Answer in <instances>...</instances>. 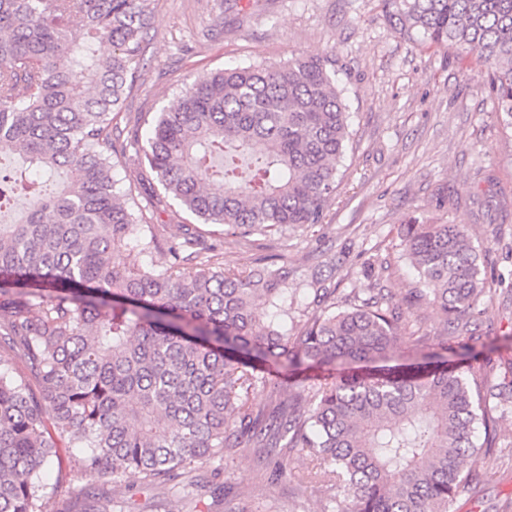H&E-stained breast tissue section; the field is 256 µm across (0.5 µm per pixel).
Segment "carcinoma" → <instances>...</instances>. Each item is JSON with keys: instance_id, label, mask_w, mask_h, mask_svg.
<instances>
[{"instance_id": "1", "label": "carcinoma", "mask_w": 512, "mask_h": 512, "mask_svg": "<svg viewBox=\"0 0 512 512\" xmlns=\"http://www.w3.org/2000/svg\"><path fill=\"white\" fill-rule=\"evenodd\" d=\"M149 0H0V155L63 175L0 174L29 201L0 224V344L24 370L0 367V512H41V471L57 449L82 448L73 468L95 482L80 507L102 502L128 470L155 489L187 465L254 448L263 477H288L285 448L325 465L341 512H449L472 482L476 432L512 408V356L489 381L468 343L406 336L377 293L339 312L255 331L254 304L278 307L288 272L226 270L187 229L161 241L146 210L112 179L113 120L137 72ZM404 30L474 53L487 70L495 117L512 137V0H383ZM112 44L102 58L96 44ZM336 60L294 57L224 69L185 85L156 113L146 144L130 143L165 197L224 233L280 232L322 223L350 139ZM419 276L412 291L457 330L480 314L495 277L464 224L399 225ZM167 245L164 270L127 261ZM38 389H32L30 379ZM315 381L309 400L288 386ZM268 401L250 398L256 382Z\"/></svg>"}]
</instances>
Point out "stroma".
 <instances>
[{
    "instance_id": "1",
    "label": "stroma",
    "mask_w": 512,
    "mask_h": 512,
    "mask_svg": "<svg viewBox=\"0 0 512 512\" xmlns=\"http://www.w3.org/2000/svg\"><path fill=\"white\" fill-rule=\"evenodd\" d=\"M152 8L149 45L116 120L123 134L146 135L140 118L218 69L329 52L347 89L351 139L324 222L271 238H205L228 270L280 257L288 288L279 307L257 301L262 325L284 320L293 326L331 304L345 309L354 298H368L377 282L408 330L443 333L431 303L406 301L417 272L396 237L410 217L437 214L467 225L487 273L501 280L485 313L471 320L470 335L487 342L512 329V140L501 133L487 72L475 55L463 58L401 31L382 0H154ZM112 176L118 191L134 189L139 204L158 201L152 221L166 236L191 224L174 201H163L155 178L142 176L133 154L116 163ZM441 193L448 197L442 212L435 208ZM79 454L60 449L44 471L56 491L44 499L43 512H57L62 498L78 496L85 480L70 466ZM285 461L287 480L270 483L253 449L233 448L187 469L185 488L148 491L130 470L107 493L127 501L130 512H336L319 482L317 459L292 448ZM486 462L494 479L472 484L450 512H512V411L500 418Z\"/></svg>"
}]
</instances>
